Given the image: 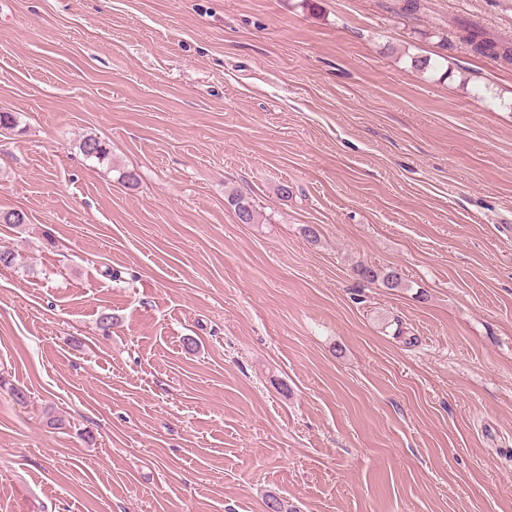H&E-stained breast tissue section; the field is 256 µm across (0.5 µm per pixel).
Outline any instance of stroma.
Returning a JSON list of instances; mask_svg holds the SVG:
<instances>
[{
	"instance_id": "35a3bbf8",
	"label": "stroma",
	"mask_w": 512,
	"mask_h": 512,
	"mask_svg": "<svg viewBox=\"0 0 512 512\" xmlns=\"http://www.w3.org/2000/svg\"><path fill=\"white\" fill-rule=\"evenodd\" d=\"M396 2L0 0V512H512V0ZM459 41L472 52L512 65V39L490 35L477 24L464 19L455 22Z\"/></svg>"
}]
</instances>
